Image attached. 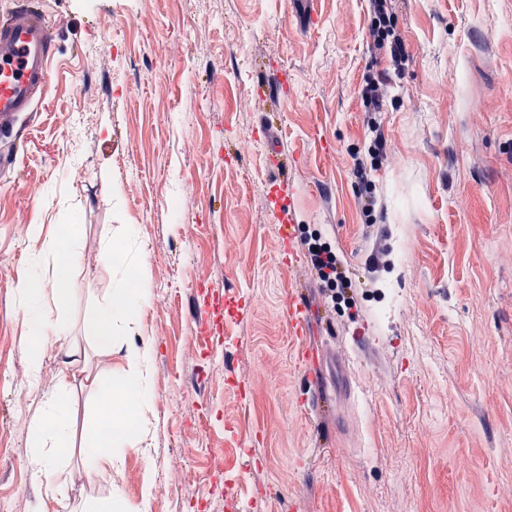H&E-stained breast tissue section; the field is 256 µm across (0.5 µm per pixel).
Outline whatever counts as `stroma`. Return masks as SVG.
Masks as SVG:
<instances>
[{
	"mask_svg": "<svg viewBox=\"0 0 512 512\" xmlns=\"http://www.w3.org/2000/svg\"><path fill=\"white\" fill-rule=\"evenodd\" d=\"M43 2L64 20L56 58L0 172V512H50L30 434L65 367L69 512L93 499L148 512H512V0H394L401 71L369 43L368 0ZM384 72L385 109L368 113L361 90ZM372 120L388 158L363 181L354 161ZM279 179L295 229L326 236L358 292L381 285L374 255L406 254L386 318L337 311L306 250L284 258ZM72 224L69 334L46 347L34 385L16 282L35 255L51 274L45 238ZM124 224L139 227L152 297L107 339L93 322L122 271L103 249ZM204 288L223 299L205 343ZM294 294L313 313L306 360L288 326ZM140 342L154 349L143 440L111 483L91 482L89 380L121 382Z\"/></svg>",
	"mask_w": 512,
	"mask_h": 512,
	"instance_id": "35a3bbf8",
	"label": "stroma"
}]
</instances>
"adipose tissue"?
Instances as JSON below:
<instances>
[{"label":"adipose tissue","instance_id":"ef3b65f1","mask_svg":"<svg viewBox=\"0 0 512 512\" xmlns=\"http://www.w3.org/2000/svg\"><path fill=\"white\" fill-rule=\"evenodd\" d=\"M137 236L136 225H125L120 238L109 242L104 249L105 256L117 258L119 266L132 265L138 271L136 283H129L124 277L118 279L98 310L96 330L107 336L113 329L131 328L141 304L150 297L147 264L131 250ZM40 266V257H32L17 282L18 290L27 300L25 322L30 339L27 375L34 381L43 370L46 344L67 333V323L57 313L64 302L57 287L63 276L57 272L52 279H43ZM152 356L151 344L129 347L125 355L128 385L118 392L108 386L99 390L97 425L81 450L84 469L93 481L111 482L113 461L133 445L134 435L127 421L132 414L142 411L153 396L149 377ZM69 388L68 373H59L54 391L46 399L32 431L31 457L43 477L47 497L54 502L60 499L61 474L67 466Z\"/></svg>","mask_w":512,"mask_h":512}]
</instances>
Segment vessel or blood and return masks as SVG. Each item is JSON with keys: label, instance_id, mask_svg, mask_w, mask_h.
Listing matches in <instances>:
<instances>
[{"label": "vessel or blood", "instance_id": "b4317fda", "mask_svg": "<svg viewBox=\"0 0 512 512\" xmlns=\"http://www.w3.org/2000/svg\"><path fill=\"white\" fill-rule=\"evenodd\" d=\"M57 23L37 7L16 0L0 13V133L18 139L20 113L32 111L49 78ZM288 324L292 336L305 340L310 313L301 298H291Z\"/></svg>", "mask_w": 512, "mask_h": 512}]
</instances>
